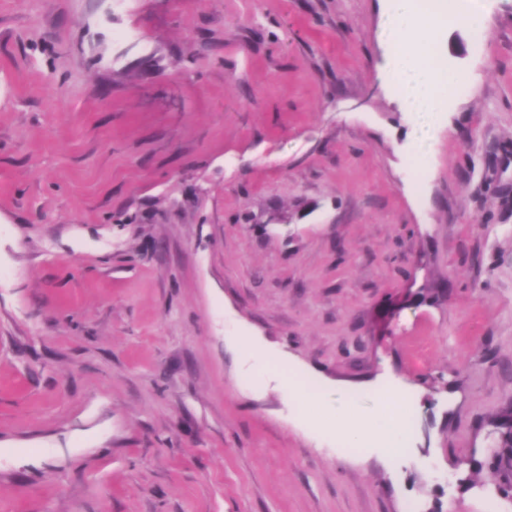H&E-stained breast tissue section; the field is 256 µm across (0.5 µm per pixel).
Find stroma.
<instances>
[{
    "instance_id": "1",
    "label": "stroma",
    "mask_w": 512,
    "mask_h": 512,
    "mask_svg": "<svg viewBox=\"0 0 512 512\" xmlns=\"http://www.w3.org/2000/svg\"><path fill=\"white\" fill-rule=\"evenodd\" d=\"M487 23L424 120L379 0H0V512H512V0ZM247 342L407 391L404 448ZM284 390L288 393L289 398H299L308 405L323 403L321 397L317 393L308 391L304 382L296 375H289L284 384Z\"/></svg>"
}]
</instances>
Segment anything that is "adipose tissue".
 Wrapping results in <instances>:
<instances>
[{"instance_id": "1", "label": "adipose tissue", "mask_w": 512, "mask_h": 512, "mask_svg": "<svg viewBox=\"0 0 512 512\" xmlns=\"http://www.w3.org/2000/svg\"><path fill=\"white\" fill-rule=\"evenodd\" d=\"M389 43L387 76L398 87L408 111L431 114L446 111L462 79L441 60L439 40L452 27L457 12L469 15V28L489 36L483 10L469 0H382ZM411 409L392 392L381 393L376 411L363 416L351 402L329 408L327 415L350 447L371 443L397 454L406 436Z\"/></svg>"}]
</instances>
